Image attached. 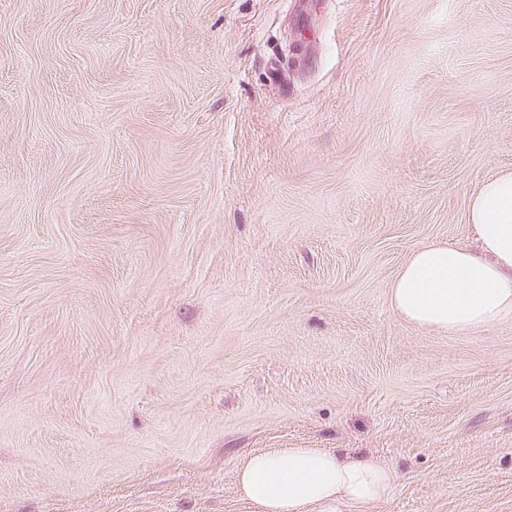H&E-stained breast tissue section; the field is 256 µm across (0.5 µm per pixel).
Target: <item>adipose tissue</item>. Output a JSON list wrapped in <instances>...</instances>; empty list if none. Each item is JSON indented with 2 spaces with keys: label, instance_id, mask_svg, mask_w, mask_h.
I'll list each match as a JSON object with an SVG mask.
<instances>
[{
  "label": "adipose tissue",
  "instance_id": "adipose-tissue-1",
  "mask_svg": "<svg viewBox=\"0 0 512 512\" xmlns=\"http://www.w3.org/2000/svg\"><path fill=\"white\" fill-rule=\"evenodd\" d=\"M475 248L431 242L413 250L388 289L409 323L452 336L512 320V171L468 201ZM396 468L372 456L323 448L251 453L236 473L251 512H364L387 500Z\"/></svg>",
  "mask_w": 512,
  "mask_h": 512
}]
</instances>
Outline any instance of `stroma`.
<instances>
[{
	"label": "stroma",
	"mask_w": 512,
	"mask_h": 512,
	"mask_svg": "<svg viewBox=\"0 0 512 512\" xmlns=\"http://www.w3.org/2000/svg\"><path fill=\"white\" fill-rule=\"evenodd\" d=\"M504 171L512 0H0V512H250L266 448L512 512V321L388 303Z\"/></svg>",
	"instance_id": "stroma-1"
}]
</instances>
